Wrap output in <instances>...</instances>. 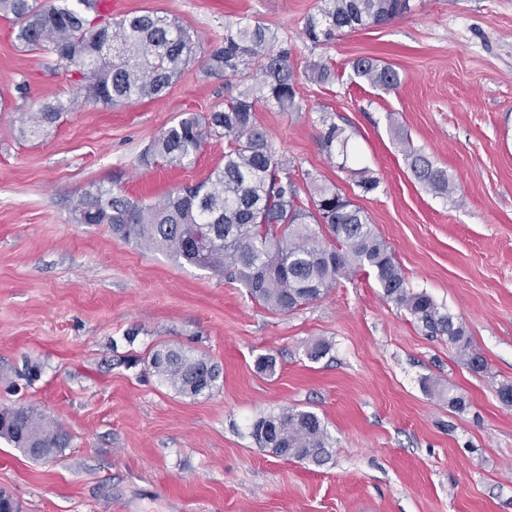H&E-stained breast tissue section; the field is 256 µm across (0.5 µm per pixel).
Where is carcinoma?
Segmentation results:
<instances>
[{
  "mask_svg": "<svg viewBox=\"0 0 512 512\" xmlns=\"http://www.w3.org/2000/svg\"><path fill=\"white\" fill-rule=\"evenodd\" d=\"M97 0H0V15L12 16L16 38L25 47L56 57L75 68L70 101L112 107L161 96L196 55L193 35L173 18L148 12L113 20L96 8ZM410 10V0H324L308 20L307 39L322 43L347 31L383 25ZM104 25L112 53L86 41L92 20ZM260 25L225 27L224 47L209 69L244 80L224 108L206 115L187 113L163 130L152 145L167 164L191 163L210 138L229 139L224 162L203 181L168 193L151 203L131 199L111 187L93 185L71 206L78 224H108L112 232L147 249L163 250L177 262L222 273L238 281L251 300L286 314L319 298L353 267L375 276L386 300L404 310L433 336H445L469 366L482 372L483 358L472 351L463 323L424 291L408 288L401 267L365 211L332 184L303 174L306 192L291 175L290 161L273 144L254 116L255 102L282 111L299 109L288 49ZM257 66L261 80L248 84L242 70ZM354 73L386 90L399 83L396 70L369 57L355 60ZM66 105L46 103L29 114L22 131L49 132ZM322 143L331 150L343 129L324 115ZM406 158L414 178L437 194L454 187L448 172L411 147ZM329 233L333 243L326 244ZM152 371L178 393L195 397L216 387L220 370L204 355L180 347L154 351ZM424 388L452 410L466 408L464 397ZM252 436L263 449L284 459L329 462L330 435L313 411L288 407L259 418ZM0 439L34 459H50L67 443L60 429L29 406L0 409Z\"/></svg>",
  "mask_w": 512,
  "mask_h": 512,
  "instance_id": "cac0c4a2",
  "label": "carcinoma"
}]
</instances>
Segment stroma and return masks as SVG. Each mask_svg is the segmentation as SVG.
<instances>
[{"label":"stroma","instance_id":"stroma-1","mask_svg":"<svg viewBox=\"0 0 512 512\" xmlns=\"http://www.w3.org/2000/svg\"><path fill=\"white\" fill-rule=\"evenodd\" d=\"M125 2L189 29L195 60L158 98L79 105L40 137L22 134L27 114L67 101L74 74L0 17V409L31 406L68 436L48 460L1 441L0 490L20 512H512V405L497 396L512 384V0H410L403 16L321 45L305 28L322 0ZM228 22L269 28L290 52L298 110L263 101L255 117L294 176L365 210L408 287L463 322L485 372L389 304L370 270L283 314L224 275L74 222L90 185L149 203L222 164L223 137L185 167L148 149L235 93L238 77L206 63ZM360 57L392 66L398 86L357 77ZM320 60L333 65L324 84L308 77ZM326 112L346 153L322 146ZM408 145L447 170L452 195L415 180ZM360 168L375 190L358 187ZM320 339L330 352L308 359ZM168 345L218 364L217 388L184 397L152 374ZM263 354L274 374L256 369ZM427 379L466 409L426 393ZM290 406L322 419L329 463L255 444V420Z\"/></svg>","mask_w":512,"mask_h":512}]
</instances>
